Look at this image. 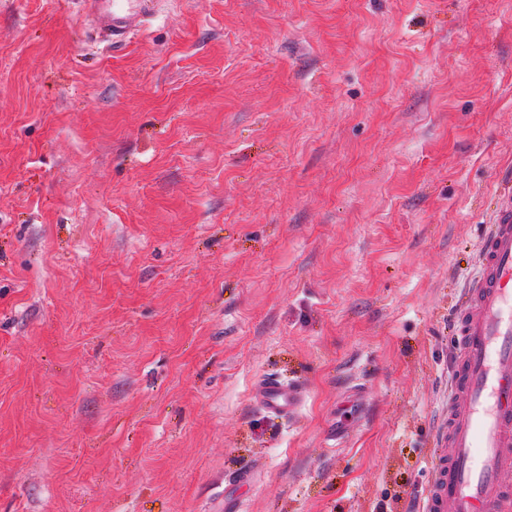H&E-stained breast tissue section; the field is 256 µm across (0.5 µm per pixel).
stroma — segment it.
Masks as SVG:
<instances>
[{
  "label": "stroma",
  "instance_id": "1",
  "mask_svg": "<svg viewBox=\"0 0 512 512\" xmlns=\"http://www.w3.org/2000/svg\"><path fill=\"white\" fill-rule=\"evenodd\" d=\"M511 175L512 0H0V512H412ZM83 2L88 10L96 11L97 27L112 45L124 42L136 27L137 13L132 7L127 10L112 8V10L101 11L98 8L100 0H83ZM303 398V392L297 386L285 384L278 379H262L254 388L255 404L277 418L293 414Z\"/></svg>",
  "mask_w": 512,
  "mask_h": 512
}]
</instances>
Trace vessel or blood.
<instances>
[{"instance_id": "obj_1", "label": "vessel or blood", "mask_w": 512, "mask_h": 512, "mask_svg": "<svg viewBox=\"0 0 512 512\" xmlns=\"http://www.w3.org/2000/svg\"><path fill=\"white\" fill-rule=\"evenodd\" d=\"M97 27L112 44L136 26L134 9H99ZM477 269L452 314L448 411L435 440L444 452L431 463L416 512H512V190L500 191L483 225ZM303 398L297 386L262 379L255 404L278 418Z\"/></svg>"}]
</instances>
